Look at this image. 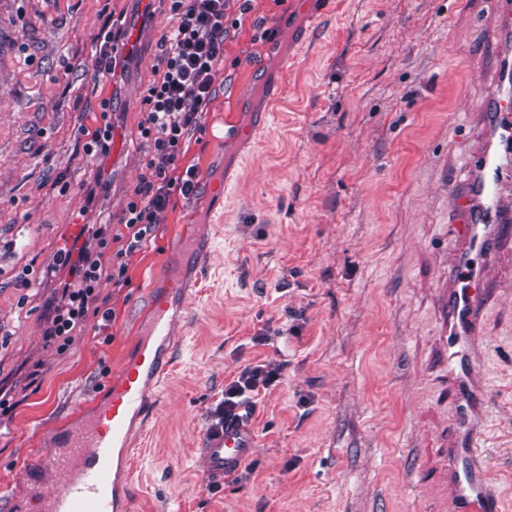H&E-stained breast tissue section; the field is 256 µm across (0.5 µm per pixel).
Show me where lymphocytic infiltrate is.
<instances>
[{"label": "lymphocytic infiltrate", "instance_id": "lymphocytic-infiltrate-1", "mask_svg": "<svg viewBox=\"0 0 512 512\" xmlns=\"http://www.w3.org/2000/svg\"><path fill=\"white\" fill-rule=\"evenodd\" d=\"M172 26L163 38V50L155 78L142 100L144 118L140 135L148 145L146 172L134 189L120 219L128 231L125 248L112 250V227L97 224L89 230L95 248L85 246L62 251L57 263L69 266L71 280L61 288L53 322L46 331L48 344L65 348L73 331L83 324L103 271L115 282L127 279L125 258L139 249L170 202L173 190L189 195L195 190L194 170L184 178L171 175L187 152L191 134L215 97L213 73L224 62V7L226 0H170ZM101 113L92 125L81 126L84 153L92 158L108 156L112 148L110 100H102ZM280 365L259 361L224 385L219 418L251 406L256 396L269 390L280 376Z\"/></svg>", "mask_w": 512, "mask_h": 512}]
</instances>
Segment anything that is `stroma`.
<instances>
[{
	"instance_id": "35a3bbf8",
	"label": "stroma",
	"mask_w": 512,
	"mask_h": 512,
	"mask_svg": "<svg viewBox=\"0 0 512 512\" xmlns=\"http://www.w3.org/2000/svg\"><path fill=\"white\" fill-rule=\"evenodd\" d=\"M497 0H228L216 97L173 172L223 179L172 192L152 239L103 274L98 311L64 349L48 345L75 224L118 219L145 171L142 98L170 27L169 0H0V512H34L61 475L24 476L56 433L103 399L184 239L208 249L189 271L170 382L138 419L130 512H432L430 472L455 430L440 338L446 187L464 182L472 131L494 90L486 46ZM139 23L114 77L89 64L100 33ZM305 32L303 48L295 36ZM112 101L109 156L78 138ZM260 124L251 139L225 126ZM66 191H59L57 181ZM281 365L250 424L248 480L211 487L198 448L224 384ZM476 370L486 386L481 451L512 512V288L487 307Z\"/></svg>"
}]
</instances>
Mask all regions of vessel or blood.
<instances>
[{
  "instance_id": "b4317fda",
  "label": "vessel or blood",
  "mask_w": 512,
  "mask_h": 512,
  "mask_svg": "<svg viewBox=\"0 0 512 512\" xmlns=\"http://www.w3.org/2000/svg\"><path fill=\"white\" fill-rule=\"evenodd\" d=\"M469 119L480 134L463 186H449L451 245L441 294V336L448 355V389L457 430L440 468L436 512H502L478 452L485 387L472 369L482 341L491 286L502 263L512 264V53H500L495 92ZM206 254L189 241L150 303V318L108 395L74 427L57 434L50 456L61 480L40 501V512H124L125 490L113 475L126 458L133 422L144 416L146 391L158 383L174 345L176 311L186 303L188 266ZM258 437L246 416L208 428L201 458L211 485L250 461Z\"/></svg>"
}]
</instances>
